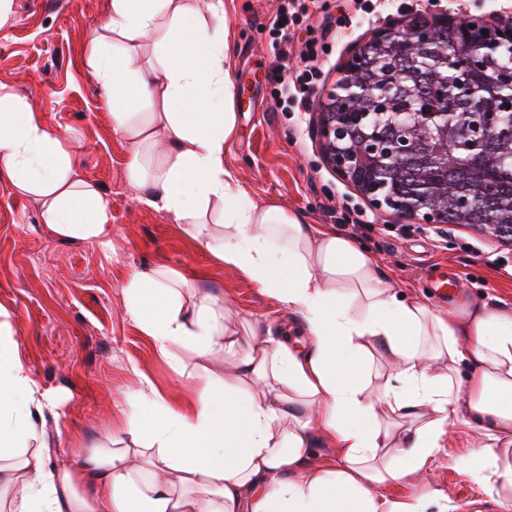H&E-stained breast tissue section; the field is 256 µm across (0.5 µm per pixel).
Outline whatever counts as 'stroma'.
I'll return each instance as SVG.
<instances>
[{
	"instance_id": "stroma-1",
	"label": "stroma",
	"mask_w": 512,
	"mask_h": 512,
	"mask_svg": "<svg viewBox=\"0 0 512 512\" xmlns=\"http://www.w3.org/2000/svg\"><path fill=\"white\" fill-rule=\"evenodd\" d=\"M224 3L234 31L229 54L238 114L224 163L252 197L353 234L402 289L424 293L438 307L512 303V243L489 229L426 226L372 213L355 186L326 163L316 136L320 104L339 80L344 59L376 29L444 11L461 17L512 13V0H321L322 11L301 18L288 43L292 65L304 43L323 48L321 79L304 112L276 111L267 79L278 0ZM108 9L109 0H12V16L0 28V92L40 113L48 131L71 150L81 176L96 185L111 216L105 242L58 235L43 224L39 202L16 193L0 176V309L41 391L62 402L58 416H46L42 426L55 464L95 447H129L123 430L140 409L146 386L184 407L195 397V380L158 355L125 310L123 285L132 269L158 266L197 278L243 318L288 317L179 225L135 199L126 179L128 145L112 132V98L88 62ZM358 215L364 225L356 229L351 219ZM439 278L456 281L453 296H436L429 283ZM485 443L476 428L456 422L429 478L392 487L390 496L438 490L460 512L477 506L512 512V489L503 488L498 471L477 477L470 469Z\"/></svg>"
}]
</instances>
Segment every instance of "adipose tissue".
<instances>
[{"label": "adipose tissue", "instance_id": "adipose-tissue-1", "mask_svg": "<svg viewBox=\"0 0 512 512\" xmlns=\"http://www.w3.org/2000/svg\"><path fill=\"white\" fill-rule=\"evenodd\" d=\"M90 64L129 145L126 177L221 265L302 322L304 342L264 319L228 324L224 299L173 270L135 269L128 314L155 350L199 358L196 404L142 392L125 434L49 466L45 448L0 465L8 512H457L436 492L384 489L429 470L458 420L494 467L512 445V307L451 309L399 292L380 260L328 224L255 202L224 164L237 114L223 0H110ZM0 174L42 202L59 235L103 239L110 213L72 155L22 99L0 95ZM0 321V457L55 404ZM334 458L319 463L318 448Z\"/></svg>", "mask_w": 512, "mask_h": 512}]
</instances>
